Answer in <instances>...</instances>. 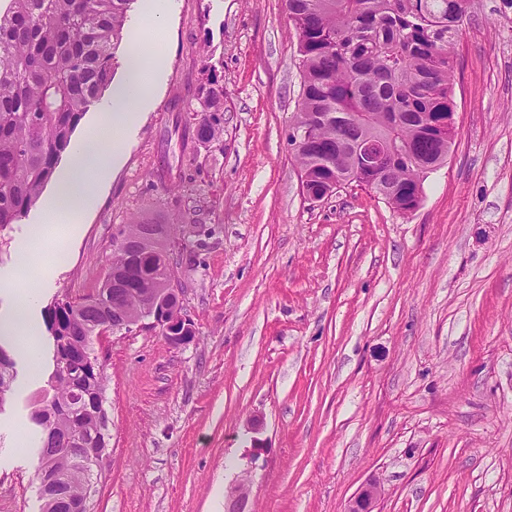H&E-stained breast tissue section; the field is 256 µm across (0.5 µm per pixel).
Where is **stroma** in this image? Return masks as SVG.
Returning <instances> with one entry per match:
<instances>
[{"label":"stroma","instance_id":"35a3bbf8","mask_svg":"<svg viewBox=\"0 0 512 512\" xmlns=\"http://www.w3.org/2000/svg\"><path fill=\"white\" fill-rule=\"evenodd\" d=\"M167 25L157 100L42 288L95 292L132 221L182 231L194 340L143 324L94 343L111 441L93 512H225L246 469L251 512H346L372 478L381 512H512V0L470 2L455 141L411 213L354 185L303 195L285 0H175ZM209 77L224 135L204 144L182 106ZM37 335L0 407V512L40 508L15 427L53 370Z\"/></svg>","mask_w":512,"mask_h":512}]
</instances>
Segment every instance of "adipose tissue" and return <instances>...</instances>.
I'll return each instance as SVG.
<instances>
[{
	"instance_id": "ef3b65f1",
	"label": "adipose tissue",
	"mask_w": 512,
	"mask_h": 512,
	"mask_svg": "<svg viewBox=\"0 0 512 512\" xmlns=\"http://www.w3.org/2000/svg\"><path fill=\"white\" fill-rule=\"evenodd\" d=\"M149 2L147 16L151 24L141 31L125 59L121 77L113 82L100 125L71 152L40 223L24 225L21 237L26 249L12 267L0 270V288L9 298L7 308L0 310L1 338L13 339L34 332L31 312L40 296L36 283L53 256L59 225L73 227L84 222L109 177L113 161L123 150L136 109L154 101L163 76L165 18L174 0ZM22 275L32 278L33 287L14 289V281Z\"/></svg>"
}]
</instances>
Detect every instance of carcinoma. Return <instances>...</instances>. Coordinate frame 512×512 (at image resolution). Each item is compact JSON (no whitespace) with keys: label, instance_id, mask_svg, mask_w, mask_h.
Instances as JSON below:
<instances>
[{"label":"carcinoma","instance_id":"carcinoma-1","mask_svg":"<svg viewBox=\"0 0 512 512\" xmlns=\"http://www.w3.org/2000/svg\"><path fill=\"white\" fill-rule=\"evenodd\" d=\"M302 72L293 127L311 131L295 149L301 179L314 186L357 183L412 212L427 175L447 161L456 111V36L470 0H286ZM135 0H7L0 8V232L19 224L41 197L83 116L112 83L115 50ZM184 111L197 139L224 134V88L210 80ZM380 138L393 152L377 171L355 147ZM129 238L165 256L119 247L112 276L96 293L57 299L45 311L53 345L49 389L34 403L41 512H86L93 468L109 445L100 329L143 313L134 297L178 264L171 224L135 223ZM15 361L0 344V408L13 391Z\"/></svg>","mask_w":512,"mask_h":512}]
</instances>
